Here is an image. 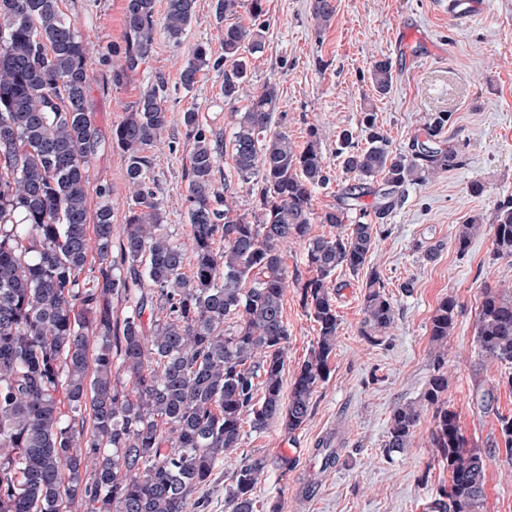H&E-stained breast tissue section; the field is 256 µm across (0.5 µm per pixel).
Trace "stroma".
Wrapping results in <instances>:
<instances>
[{"label":"stroma","mask_w":512,"mask_h":512,"mask_svg":"<svg viewBox=\"0 0 512 512\" xmlns=\"http://www.w3.org/2000/svg\"><path fill=\"white\" fill-rule=\"evenodd\" d=\"M218 0H197L181 45L164 34L155 37L144 64L112 82L109 66L95 65L87 102L100 130L88 187L97 203L99 187L109 189L114 224L124 222L129 190L126 162L112 146V129L126 105L143 90L163 83L168 127L160 148L151 152V174L168 230L186 242L189 221V157L182 118L196 111L201 123L223 141L234 130L224 103V23ZM314 0H261L253 19L239 8L236 19L257 30L264 43L250 56V83L261 89L276 84L281 100L277 131L299 147L310 126H318L320 149L330 181L316 189L315 214L336 207L351 180L336 156L341 130L359 131L364 113H374L392 148L407 151L430 117L448 113L442 136L460 144L463 167L403 187L385 217L387 230L358 273L337 269L336 311L341 321L330 372L319 382L311 414L301 429L286 433L279 423L264 431L243 425L238 449L220 457L205 492L206 512H227L225 490L233 472L249 458L262 457L266 468L256 489L258 499L279 512H427L426 506L448 485V467L429 446V420H422L411 448L387 454L384 445L393 410L418 400L434 372L430 318L440 300L455 296L457 325L448 340V393L451 409L469 445L480 448L499 439L497 414L472 411L475 382L495 387L498 414H512V386L505 369L481 361L474 348L478 307L485 291L512 294V260L494 259L490 226L501 200L512 198V0H483L474 16L449 15V0H333L329 25L317 29ZM65 17L96 48H124L125 0H62ZM205 45L212 60L193 88L180 81L194 45ZM390 59L393 86L377 94L370 69ZM482 193L471 190L473 183ZM480 217L483 229L466 253H457L458 225ZM433 257H425L427 248ZM289 288L283 301L288 343L281 372L282 390L290 392L295 375L318 338V327L305 312L300 287L312 273L306 245L296 241L282 250ZM378 273L391 298L395 319L379 344L361 334L363 296L371 273ZM411 292H403L404 282ZM342 442L338 462L322 469L314 448L322 437ZM479 512H512V459L496 456L486 471V498Z\"/></svg>","instance_id":"stroma-1"}]
</instances>
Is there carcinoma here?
<instances>
[{"instance_id": "obj_1", "label": "carcinoma", "mask_w": 512, "mask_h": 512, "mask_svg": "<svg viewBox=\"0 0 512 512\" xmlns=\"http://www.w3.org/2000/svg\"><path fill=\"white\" fill-rule=\"evenodd\" d=\"M59 2L0 0V512H205L200 492L219 458L239 447L244 419L256 431L276 421L291 434L309 418L340 327L332 276L340 267L355 273L371 258L378 229L366 218H383L405 185L463 165V153L441 141L444 114L424 125L426 140L402 154L367 112L365 145L345 131L338 148L356 184L336 208L314 216L312 193L329 180L318 128H309L302 149L275 130L277 86L247 91L242 51L256 54L262 42L254 30L228 23L224 104L246 100L231 112V154L241 181L260 186V212L252 220L238 213L231 193L215 184L223 149L198 113L184 112L194 254L187 274L186 249L163 224L148 175V152L168 126L163 86L144 90L112 129L132 193L124 224L112 223L105 187L95 213L89 211L99 138L87 107L95 53ZM194 13L195 0H168L159 23L153 0H126L124 52L101 55L112 63V83L146 60L157 30L180 45ZM334 13L332 0H314L317 28ZM209 63L208 48L193 47L180 74L184 88ZM370 78L376 92L389 93L391 62H375ZM367 195L368 207L360 203ZM350 210L361 221L349 232L309 237L313 221L339 229ZM480 227L476 217L458 226L459 253ZM491 229L494 256L512 258V199L498 204ZM218 238L222 250L214 248ZM295 239L307 241L313 276L302 286V303L319 336L285 402L288 282L281 247ZM115 296L129 302L121 320L112 317ZM363 310L362 334L381 341L395 312L376 274ZM457 317L456 298L441 300L429 326L436 369L418 401L393 411L385 442L390 454L410 447L424 411L433 409L429 439L447 464L448 489L430 512H478L490 461L502 450L512 457V416L498 414L504 448L470 447L445 400L442 368ZM229 319L235 325H226ZM95 337L101 343L93 350ZM474 342L481 360L512 367V295H483ZM496 400L494 387L476 384V412L492 411ZM316 451L325 470L338 461L330 437ZM265 466L253 458L236 470L225 498L229 512H258L255 492Z\"/></svg>"}]
</instances>
